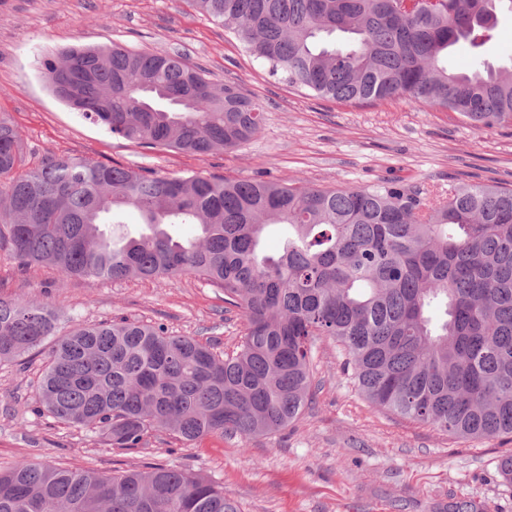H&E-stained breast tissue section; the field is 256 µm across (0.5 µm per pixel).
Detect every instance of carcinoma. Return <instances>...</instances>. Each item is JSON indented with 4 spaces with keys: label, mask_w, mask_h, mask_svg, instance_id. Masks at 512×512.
Masks as SVG:
<instances>
[{
    "label": "carcinoma",
    "mask_w": 512,
    "mask_h": 512,
    "mask_svg": "<svg viewBox=\"0 0 512 512\" xmlns=\"http://www.w3.org/2000/svg\"><path fill=\"white\" fill-rule=\"evenodd\" d=\"M229 23L255 58L311 95L404 98L480 130L512 123V66L448 69L481 53L512 0H442L405 13L395 0H190ZM43 74L70 108L149 149L205 156L255 136L259 107L177 53L69 47ZM21 133L0 119V247L24 265L121 281L202 278L241 310L246 332L219 358L189 336L128 320L55 336L45 302L0 298V361L56 337L38 409L135 448L151 430L185 443L281 430L308 407L317 336L350 357L373 403L450 434H512V190L452 184L428 204L401 180L326 189L288 181L160 176L89 159L27 172ZM125 208L144 228L101 230ZM194 224L192 240L171 227ZM285 225L281 251L265 233ZM0 512H237L214 480L186 469L119 475L29 460L0 470ZM446 512H489L460 499Z\"/></svg>",
    "instance_id": "obj_1"
}]
</instances>
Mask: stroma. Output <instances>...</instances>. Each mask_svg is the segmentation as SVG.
I'll use <instances>...</instances> for the list:
<instances>
[{
	"label": "stroma",
	"mask_w": 512,
	"mask_h": 512,
	"mask_svg": "<svg viewBox=\"0 0 512 512\" xmlns=\"http://www.w3.org/2000/svg\"><path fill=\"white\" fill-rule=\"evenodd\" d=\"M115 43L178 52L218 83L236 86L261 108L260 132L204 157L112 136L53 93L41 64L70 46ZM0 114L22 134L25 171L77 157L161 175H260L329 189L398 179L429 198L447 196L452 183L512 189V124L479 131L456 113L401 98L357 104L313 97L270 73L189 0H0ZM0 297L50 303L62 334L127 318L224 354L238 350L245 330L240 311L225 310L223 290L197 278L67 277L21 266L4 247ZM49 350L45 344L24 361L0 364V469L22 459L109 475L156 465L192 469L222 483L238 512H438L452 499L512 512V484L498 473L512 435L460 439L372 403L332 338L317 337L313 400L287 428L191 444L153 430L136 448L112 447L38 412Z\"/></svg>",
	"instance_id": "obj_1"
}]
</instances>
